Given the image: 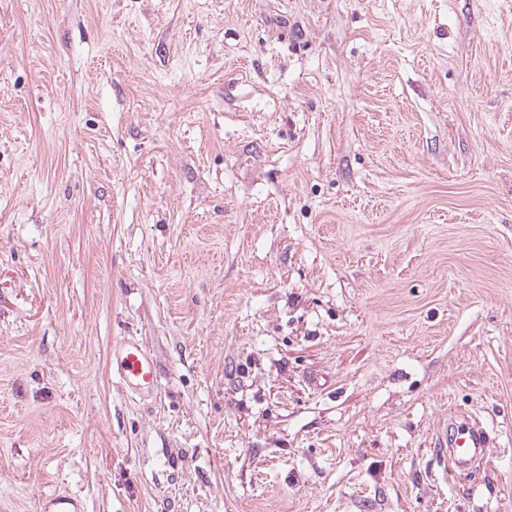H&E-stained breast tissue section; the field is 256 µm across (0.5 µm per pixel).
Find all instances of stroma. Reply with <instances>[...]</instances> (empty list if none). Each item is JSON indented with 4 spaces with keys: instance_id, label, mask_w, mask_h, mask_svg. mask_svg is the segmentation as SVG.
I'll use <instances>...</instances> for the list:
<instances>
[{
    "instance_id": "obj_1",
    "label": "stroma",
    "mask_w": 512,
    "mask_h": 512,
    "mask_svg": "<svg viewBox=\"0 0 512 512\" xmlns=\"http://www.w3.org/2000/svg\"><path fill=\"white\" fill-rule=\"evenodd\" d=\"M58 491L512 512V0H0V512ZM112 375L132 395L151 396L159 386L157 363L146 343L137 336H127L112 346ZM438 438L445 462L455 473L467 470L478 459L483 460L484 448L489 441L486 427L474 416L464 417L460 423L452 422L448 427H443L438 432Z\"/></svg>"
}]
</instances>
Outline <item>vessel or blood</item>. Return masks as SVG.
<instances>
[{
    "label": "vessel or blood",
    "mask_w": 512,
    "mask_h": 512,
    "mask_svg": "<svg viewBox=\"0 0 512 512\" xmlns=\"http://www.w3.org/2000/svg\"><path fill=\"white\" fill-rule=\"evenodd\" d=\"M110 366L113 376L119 379L128 393L150 396L157 391V363L146 343L138 337L127 336L113 345ZM438 438L445 448L443 456L448 467L456 472L467 470L483 458L488 445L483 422L473 416L440 429ZM42 512H84V507L76 497L59 492L45 499Z\"/></svg>",
    "instance_id": "b4317fda"
}]
</instances>
